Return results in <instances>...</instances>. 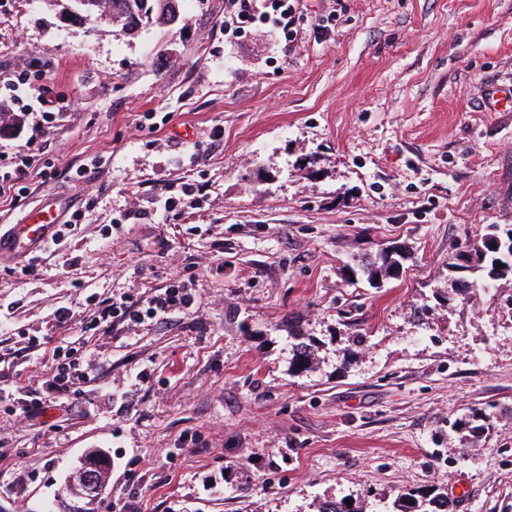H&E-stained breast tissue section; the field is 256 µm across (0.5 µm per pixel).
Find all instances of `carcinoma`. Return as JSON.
I'll return each instance as SVG.
<instances>
[{"label":"carcinoma","instance_id":"obj_1","mask_svg":"<svg viewBox=\"0 0 512 512\" xmlns=\"http://www.w3.org/2000/svg\"><path fill=\"white\" fill-rule=\"evenodd\" d=\"M108 9L112 11V23L124 29L128 28L126 20L131 15L136 16L140 26H167L163 0H89L83 13V21L101 23ZM497 237L502 241V250L512 252V229L503 232L497 224L487 225L467 255L466 269L474 274V277L459 280L454 294L468 295L476 288H489L512 271V260L504 259L492 246ZM389 252L392 253L389 264L377 261L375 255L361 261V271L367 275L368 283L373 284L381 277L392 276V264L401 265L407 259V251L396 250L392 246L381 250L380 254L385 255ZM499 263L503 268H496ZM288 336L292 338L290 348L293 362L301 366L309 365L312 362L311 345L300 340V334L292 328L288 330ZM386 512H453V504L446 495L437 494L420 502L412 494L402 493L396 496Z\"/></svg>","mask_w":512,"mask_h":512}]
</instances>
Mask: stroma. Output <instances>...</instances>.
I'll list each match as a JSON object with an SVG mask.
<instances>
[{"label": "stroma", "mask_w": 512, "mask_h": 512, "mask_svg": "<svg viewBox=\"0 0 512 512\" xmlns=\"http://www.w3.org/2000/svg\"><path fill=\"white\" fill-rule=\"evenodd\" d=\"M225 4L183 0L173 29L127 36L0 0V77L30 73L57 113L32 136L0 84L17 118L0 175L40 168L0 224L51 195L81 214L38 275L0 262V388L45 390L52 350L23 354L24 335L93 366L46 427L0 421V512H69L92 449L111 461L93 512H379L429 490L512 512V275L462 300L448 265L512 227V106L494 97L512 91V0H299L289 47L262 24L225 38ZM394 243L400 277L351 278ZM178 282L187 309L85 331L89 299ZM476 409L479 434L451 431Z\"/></svg>", "instance_id": "obj_1"}]
</instances>
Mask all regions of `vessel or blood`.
<instances>
[{
    "label": "vessel or blood",
    "mask_w": 512,
    "mask_h": 512,
    "mask_svg": "<svg viewBox=\"0 0 512 512\" xmlns=\"http://www.w3.org/2000/svg\"><path fill=\"white\" fill-rule=\"evenodd\" d=\"M63 211L41 205L19 222L0 225V260L22 259L44 247L63 222Z\"/></svg>",
    "instance_id": "b4317fda"
}]
</instances>
